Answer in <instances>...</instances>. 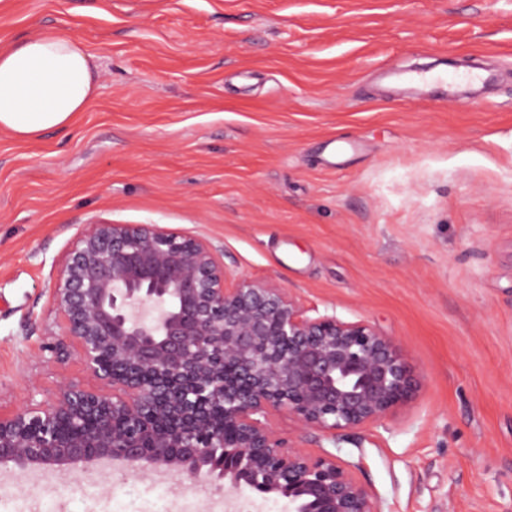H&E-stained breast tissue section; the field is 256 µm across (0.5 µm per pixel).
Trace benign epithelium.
Masks as SVG:
<instances>
[{
  "label": "benign epithelium",
  "instance_id": "7a95c632",
  "mask_svg": "<svg viewBox=\"0 0 512 512\" xmlns=\"http://www.w3.org/2000/svg\"><path fill=\"white\" fill-rule=\"evenodd\" d=\"M210 241L155 224L89 223L51 288L62 361L82 353L97 389L69 383L0 412V472L67 476L112 462L144 475L288 499V512H378L349 467L272 428L287 413L332 436L383 422L419 382L368 321L308 318L286 291L226 286Z\"/></svg>",
  "mask_w": 512,
  "mask_h": 512
}]
</instances>
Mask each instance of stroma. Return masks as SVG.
<instances>
[{"instance_id":"obj_1","label":"stroma","mask_w":512,"mask_h":512,"mask_svg":"<svg viewBox=\"0 0 512 512\" xmlns=\"http://www.w3.org/2000/svg\"><path fill=\"white\" fill-rule=\"evenodd\" d=\"M95 54L73 126L0 131V410L99 381L51 362L55 265L95 219L201 237L306 316L365 320L419 380L383 423L278 434L379 512H512V0H0ZM285 512L276 494L124 471L0 476V512Z\"/></svg>"}]
</instances>
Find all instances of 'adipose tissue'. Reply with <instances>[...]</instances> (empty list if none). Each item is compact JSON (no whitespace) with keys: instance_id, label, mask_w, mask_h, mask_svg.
<instances>
[{"instance_id":"adipose-tissue-1","label":"adipose tissue","mask_w":512,"mask_h":512,"mask_svg":"<svg viewBox=\"0 0 512 512\" xmlns=\"http://www.w3.org/2000/svg\"><path fill=\"white\" fill-rule=\"evenodd\" d=\"M94 59L78 40L43 28L0 50V130L26 139L69 128L99 93Z\"/></svg>"}]
</instances>
